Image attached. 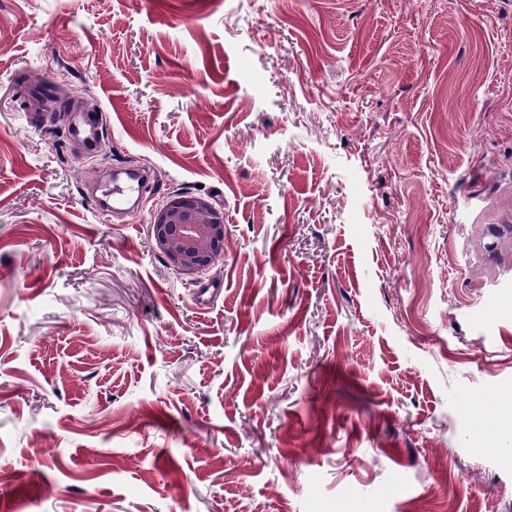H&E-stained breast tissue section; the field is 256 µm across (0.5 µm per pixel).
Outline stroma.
Here are the masks:
<instances>
[{"label":"stroma","instance_id":"stroma-1","mask_svg":"<svg viewBox=\"0 0 512 512\" xmlns=\"http://www.w3.org/2000/svg\"><path fill=\"white\" fill-rule=\"evenodd\" d=\"M511 231L512 0H0V512H512ZM144 175H133L126 179L113 177L112 183L106 186L105 196L112 197L114 209H119L129 199L141 197L146 190ZM155 248L177 271L209 269L224 254V213L202 197L176 193L151 212Z\"/></svg>","mask_w":512,"mask_h":512}]
</instances>
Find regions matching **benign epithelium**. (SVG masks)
<instances>
[{
  "label": "benign epithelium",
  "mask_w": 512,
  "mask_h": 512,
  "mask_svg": "<svg viewBox=\"0 0 512 512\" xmlns=\"http://www.w3.org/2000/svg\"><path fill=\"white\" fill-rule=\"evenodd\" d=\"M151 236L173 269L206 270L224 254V213L202 197L176 193L152 210Z\"/></svg>",
  "instance_id": "benign-epithelium-1"
}]
</instances>
